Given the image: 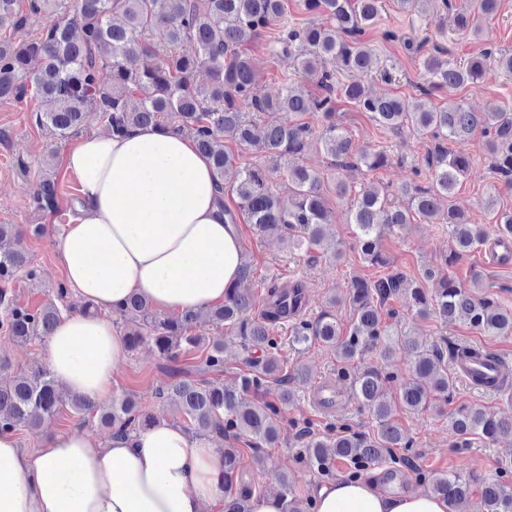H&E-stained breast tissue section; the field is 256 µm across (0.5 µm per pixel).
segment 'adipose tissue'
I'll return each instance as SVG.
<instances>
[{"label": "adipose tissue", "instance_id": "ef3b65f1", "mask_svg": "<svg viewBox=\"0 0 512 512\" xmlns=\"http://www.w3.org/2000/svg\"><path fill=\"white\" fill-rule=\"evenodd\" d=\"M80 185L55 249L72 294L93 313L62 314L46 362L68 394L111 399L127 355L110 314L132 294L170 313L223 303L243 247L224 221L211 165L191 138L153 127L95 133L64 155ZM224 454L166 419L104 443L56 433L28 452L0 433V512H224ZM314 512H448L429 494L394 495L375 479H338L312 495Z\"/></svg>", "mask_w": 512, "mask_h": 512}]
</instances>
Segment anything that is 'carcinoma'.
<instances>
[{
  "label": "carcinoma",
  "mask_w": 512,
  "mask_h": 512,
  "mask_svg": "<svg viewBox=\"0 0 512 512\" xmlns=\"http://www.w3.org/2000/svg\"><path fill=\"white\" fill-rule=\"evenodd\" d=\"M381 0H304L311 19L300 27L283 26L268 43L274 57L288 56L298 70L310 78L319 93L304 95L286 85L276 96L258 89V77L245 46L284 14L283 0H79L71 10L68 0H0V100L22 103L33 95L40 105L34 124L55 142H65L79 134L88 112H95L109 131L123 134L131 128L153 126L190 136L198 150L213 166L216 185L226 188L229 172L238 202L237 210L224 207L227 220L237 223V212L264 236H278L288 247L337 261L345 254L343 242L330 233L333 211L328 190L318 173L297 164L288 169V199L271 185L270 174L284 157L300 159L310 149L312 128L305 121L311 114L320 119L318 141L330 166L336 169L364 166L383 167L388 156L355 146L345 128L336 121L337 104L344 99L370 115L377 125L425 136L431 142L415 180L395 190L387 187L361 188L353 199L347 223L356 226L352 248L372 267L387 268L390 259L382 249V238L410 223L415 213L430 224L448 225L453 248L423 280L436 287L428 290L419 282L405 287L400 272L375 280L358 278L350 283L348 304L351 324L345 330L336 316L321 312L315 319L304 317L308 303L305 285L296 281L282 287L266 285L264 305L253 313L255 295L234 286L224 303L204 313L177 317L154 311L149 301L136 294L116 310L123 321L128 347L148 343L166 362L171 381L155 389L162 402L178 406L193 436L208 435L226 443L224 476L231 489L224 497V512H248L249 497L256 492L241 473L243 442L253 452L252 459L264 463L263 449L277 444L282 430L281 406L293 402L291 384L308 381L304 368H287L274 329L288 326L289 343L306 349L322 343L336 354V378L347 384L353 399L377 423V432L354 430L340 421L325 432L309 426L300 428V448L296 457L305 468L322 476L333 475L341 464L348 466L349 478L385 465L393 473L405 467L419 473L413 460L394 455L396 448L410 442L396 419V410L409 414L441 410L451 403L454 377L442 366L444 355L459 365L490 357L471 345H435L421 348L407 340L397 324L386 317V302L403 296L408 306L426 318L436 315L444 322L463 320L490 336L512 335V310L489 293H481L483 274L468 281L451 274L464 253L487 241L485 230L451 204L460 179L470 176L472 161L467 146L475 133L484 138L491 169L507 186H512V109L474 112L461 101L451 99L439 109H428L419 100L375 95L359 80L339 81L336 73L322 69L326 56L337 59L340 70L353 74L387 75V61L377 56L362 39L379 13ZM498 9V0H473V14L458 13L456 30L477 35L479 17H489ZM49 14L53 20L40 36L23 35L27 15ZM442 51L423 56L421 67L428 87L458 89L477 82L489 60L512 73V53L491 47L464 65L442 59ZM135 56L157 57L159 62L142 70L128 65ZM204 68L207 84L194 82L195 72ZM107 71L110 81L101 82ZM282 112L291 120H278ZM264 155L265 167L253 165L233 169V157L224 148V137ZM453 142L458 149L448 150ZM399 195L408 200L403 209L392 203ZM60 185L50 173L39 176L32 192L35 210L54 211L59 206ZM486 211L497 225L499 242L512 239V211L496 208V199L486 202ZM26 234L13 224L0 225V326L12 338L24 342H44L64 310L59 305L68 294L64 285L52 292L53 299L36 309L16 304L9 285L24 275L38 276V267L25 243ZM222 325L243 341L247 357L232 385L224 384V338L208 341L194 334L202 316ZM404 350L410 357L412 379L396 392L397 404L386 396L394 376L374 365L358 368L369 354L389 359ZM197 353V360L179 364L183 354ZM277 387L279 397L267 394ZM81 419H97L108 429L130 431L151 425L155 416L142 410L133 394L112 398L106 406L81 396L62 395L47 366L26 376L0 378V431L27 428L36 430L64 409ZM453 430L465 436L457 448H468L471 440L493 442L503 434L512 436V416L497 417L475 406L461 405L451 413ZM429 493L448 502V512L471 492V483L460 473H435L428 479ZM288 495V512H313L310 501L295 495L294 481L282 478ZM483 512H512V459L501 466L497 478L481 490Z\"/></svg>",
  "instance_id": "1"
}]
</instances>
